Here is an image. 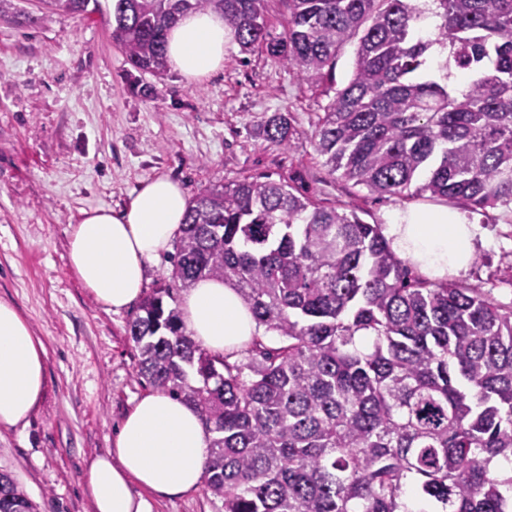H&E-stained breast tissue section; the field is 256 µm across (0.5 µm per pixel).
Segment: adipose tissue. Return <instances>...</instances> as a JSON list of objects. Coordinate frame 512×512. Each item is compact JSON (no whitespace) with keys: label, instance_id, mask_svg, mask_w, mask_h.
Returning <instances> with one entry per match:
<instances>
[{"label":"adipose tissue","instance_id":"adipose-tissue-1","mask_svg":"<svg viewBox=\"0 0 512 512\" xmlns=\"http://www.w3.org/2000/svg\"><path fill=\"white\" fill-rule=\"evenodd\" d=\"M234 39L217 12L181 17L168 34L169 65L197 81L221 69ZM187 198L174 181L143 183L121 213L83 211L71 225L68 258L82 287L106 311L118 312L143 293L148 263L180 235ZM392 251L432 282L467 270L484 230L445 208L395 212L381 227ZM186 332L221 355L259 335L253 315L231 284L195 281L183 294ZM46 348L11 302L0 300V429L26 427L45 394ZM209 441L199 415L185 401L155 390L127 411L111 448L83 472L92 512H151V502L199 490Z\"/></svg>","mask_w":512,"mask_h":512}]
</instances>
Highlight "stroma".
Masks as SVG:
<instances>
[{
	"label": "stroma",
	"instance_id": "1",
	"mask_svg": "<svg viewBox=\"0 0 512 512\" xmlns=\"http://www.w3.org/2000/svg\"><path fill=\"white\" fill-rule=\"evenodd\" d=\"M0 13V299L12 302L47 350L46 396L25 429L0 430V471L38 512H92L82 472L110 448L126 412L151 387L136 373L131 306L107 312L71 273L67 231L84 210L122 211L141 183L166 175L187 198L243 179H293L326 205L357 208L370 224L428 207L369 193L330 172L314 147L318 115L350 80L355 46L336 56L332 81L315 83L267 50L224 51V66L192 83L135 71L112 40L108 0L84 14L12 0ZM287 116L293 150L261 126ZM458 275L512 303V224L488 225Z\"/></svg>",
	"mask_w": 512,
	"mask_h": 512
}]
</instances>
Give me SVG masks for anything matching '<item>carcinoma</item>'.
<instances>
[{"label": "carcinoma", "mask_w": 512, "mask_h": 512, "mask_svg": "<svg viewBox=\"0 0 512 512\" xmlns=\"http://www.w3.org/2000/svg\"><path fill=\"white\" fill-rule=\"evenodd\" d=\"M98 0H43L80 13ZM112 0V39L139 72H167L179 17L215 10L242 51L264 45L307 80L352 78L316 124L334 173L372 194L512 212V0ZM293 148L288 119L264 127ZM232 284L258 326L246 364L186 334L164 298ZM137 373L189 403L213 435L205 485L224 512H512V304L412 274L379 225L288 180L214 185L188 204L171 273L128 324ZM0 512H37L0 473ZM268 42H275L282 37L283 29L280 21L284 15L288 14V4L281 0H269L268 2Z\"/></svg>", "instance_id": "carcinoma-1"}]
</instances>
